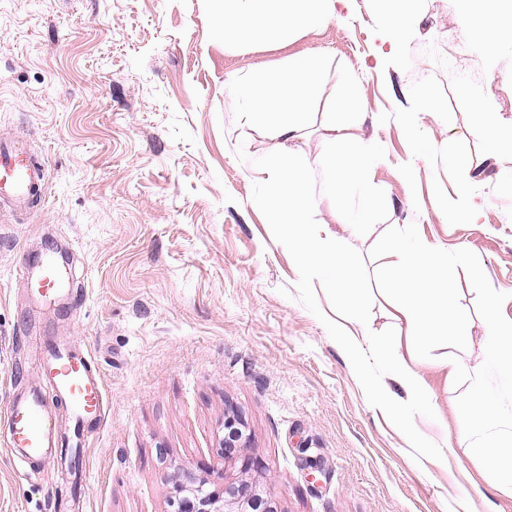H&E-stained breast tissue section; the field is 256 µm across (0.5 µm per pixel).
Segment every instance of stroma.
<instances>
[{
	"mask_svg": "<svg viewBox=\"0 0 512 512\" xmlns=\"http://www.w3.org/2000/svg\"><path fill=\"white\" fill-rule=\"evenodd\" d=\"M215 0H0V137L30 145L47 192L34 213L0 214V410L34 381L41 337L17 270L57 245L70 297L45 330L89 350L106 384L105 416L83 461L21 476L0 434V512H170L186 472L209 486L247 481L276 512H512V495H475L482 461L456 444L470 390L506 394L492 363L456 376L436 344L419 371L441 417L417 427L445 445L414 458L372 406L323 324L291 296L298 270L251 200L253 164L271 146L237 122L238 76L326 53L359 81L353 140L385 157L374 183L388 217L366 235L330 223L368 270L400 235L465 253L450 283L472 319L486 291L512 289V161L487 158L464 91L490 96L512 128V51L474 53L456 0H421L397 37L374 0H338L335 18L288 41L224 40ZM445 109L447 127L430 110ZM469 163L459 177L447 139ZM429 146L417 159L420 143ZM246 160H239L238 150ZM468 210L460 224L451 209ZM245 425L248 473L225 460L224 414Z\"/></svg>",
	"mask_w": 512,
	"mask_h": 512,
	"instance_id": "35a3bbf8",
	"label": "stroma"
}]
</instances>
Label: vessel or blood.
<instances>
[{"label":"vessel or blood","mask_w":512,"mask_h":512,"mask_svg":"<svg viewBox=\"0 0 512 512\" xmlns=\"http://www.w3.org/2000/svg\"><path fill=\"white\" fill-rule=\"evenodd\" d=\"M45 195L41 159L16 143L0 139V209L22 212ZM31 296L59 297L66 281V263L54 253L36 254L18 271ZM38 380L8 409L11 453L21 461L45 464L55 460L61 440L47 401L55 398L69 408L73 422L71 445L85 447L104 415L105 385L92 365L90 352L77 350L47 336Z\"/></svg>","instance_id":"vessel-or-blood-1"}]
</instances>
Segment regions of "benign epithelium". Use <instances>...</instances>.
<instances>
[{
	"label": "benign epithelium",
	"instance_id": "benign-epithelium-1",
	"mask_svg": "<svg viewBox=\"0 0 512 512\" xmlns=\"http://www.w3.org/2000/svg\"><path fill=\"white\" fill-rule=\"evenodd\" d=\"M241 418L231 412L224 414V458L241 462L245 473L254 467V461L245 454L246 440ZM206 481L187 477L184 490L189 496L178 502L173 512H247L262 508V512H275L270 502L254 494L246 483L226 482L212 491L204 489Z\"/></svg>",
	"mask_w": 512,
	"mask_h": 512
}]
</instances>
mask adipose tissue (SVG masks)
I'll return each instance as SVG.
<instances>
[{
	"mask_svg": "<svg viewBox=\"0 0 512 512\" xmlns=\"http://www.w3.org/2000/svg\"><path fill=\"white\" fill-rule=\"evenodd\" d=\"M220 30L229 39L269 36L285 39L295 33L318 27L336 14V0H221ZM473 117L486 134L489 156L512 155V130H504L497 112L484 98L471 101ZM394 287V317L405 326V335L418 352H426L439 339L448 343V372L456 374L458 355L472 339V319L450 303L449 289L453 270L446 258L429 243L405 240L388 256ZM511 300L512 290L487 294L481 338V358L492 361L506 385L512 386V320L499 317L501 302ZM384 372L413 396L419 413L437 417L439 411L414 363L399 352L384 361ZM475 425H468L457 444L468 457L482 459L486 479L497 492L512 493V432L474 441Z\"/></svg>",
	"mask_w": 512,
	"mask_h": 512,
	"instance_id": "1",
	"label": "adipose tissue"
}]
</instances>
